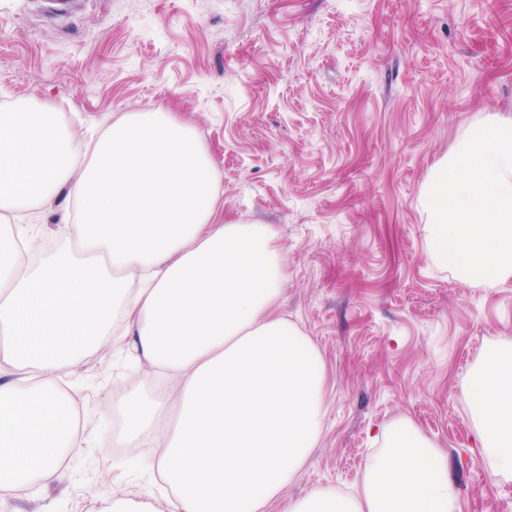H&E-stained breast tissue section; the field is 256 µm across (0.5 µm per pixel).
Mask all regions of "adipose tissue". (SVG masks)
<instances>
[{
	"instance_id": "1",
	"label": "adipose tissue",
	"mask_w": 512,
	"mask_h": 512,
	"mask_svg": "<svg viewBox=\"0 0 512 512\" xmlns=\"http://www.w3.org/2000/svg\"><path fill=\"white\" fill-rule=\"evenodd\" d=\"M82 142L51 103L0 113V491L60 481L80 446L76 407L56 382L90 352L132 350L136 370L112 407L113 444L172 491L170 512H270L317 448L325 422L322 356L272 308L284 257L263 224H220L219 179L194 130L166 112H129ZM71 186L78 220L42 250L27 214ZM466 404L493 476L512 478V339L469 379ZM448 458L408 419L384 431L355 494L315 488L289 512H459Z\"/></svg>"
}]
</instances>
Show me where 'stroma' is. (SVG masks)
<instances>
[{
    "label": "stroma",
    "mask_w": 512,
    "mask_h": 512,
    "mask_svg": "<svg viewBox=\"0 0 512 512\" xmlns=\"http://www.w3.org/2000/svg\"><path fill=\"white\" fill-rule=\"evenodd\" d=\"M0 0V111L51 102L74 135L129 112L191 125L221 176L220 223L266 224L286 260L274 307L323 358L325 430L272 506L354 492L390 423L447 454L461 512H512V481L476 445L469 371L512 338V279L472 286L429 252L421 195L484 117H512V0ZM132 371L91 354L61 373L82 446L65 478L0 497V512L165 507L113 448L109 404Z\"/></svg>",
    "instance_id": "stroma-1"
}]
</instances>
